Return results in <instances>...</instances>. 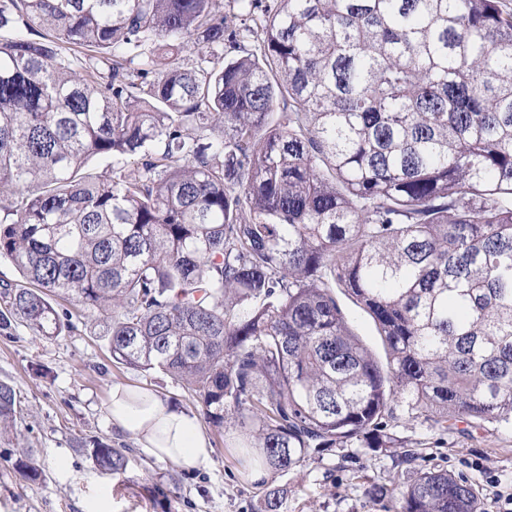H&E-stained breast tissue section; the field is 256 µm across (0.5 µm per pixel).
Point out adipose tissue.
I'll list each match as a JSON object with an SVG mask.
<instances>
[{"label":"adipose tissue","mask_w":512,"mask_h":512,"mask_svg":"<svg viewBox=\"0 0 512 512\" xmlns=\"http://www.w3.org/2000/svg\"><path fill=\"white\" fill-rule=\"evenodd\" d=\"M108 411L113 425L157 460L177 462L188 471L211 461L213 450L197 416L170 406L153 391L115 385Z\"/></svg>","instance_id":"obj_1"}]
</instances>
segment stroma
<instances>
[{
  "mask_svg": "<svg viewBox=\"0 0 512 512\" xmlns=\"http://www.w3.org/2000/svg\"><path fill=\"white\" fill-rule=\"evenodd\" d=\"M0 380L20 399L15 420L0 426V512H255L266 483L287 488L288 512H383L369 498L372 485H407L423 469L474 476L483 512H497L490 482L512 490V429L491 424L443 432L402 418L396 432L418 451L414 463L404 462L399 448H335L262 483L244 475L237 449L226 447L223 430L209 422L203 429L213 454L206 468L189 472L157 461L112 425V387L152 389L194 415L199 407L165 374L113 363L92 316L74 318L70 331L52 339L22 326L0 334ZM96 440L126 454L124 474L113 477L95 466L85 450ZM22 449L39 468L38 480L15 469Z\"/></svg>",
  "mask_w": 512,
  "mask_h": 512,
  "instance_id": "obj_1",
  "label": "stroma"
}]
</instances>
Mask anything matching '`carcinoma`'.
Instances as JSON below:
<instances>
[{
  "mask_svg": "<svg viewBox=\"0 0 512 512\" xmlns=\"http://www.w3.org/2000/svg\"><path fill=\"white\" fill-rule=\"evenodd\" d=\"M0 332L102 319L285 475L512 426V15L501 0H0ZM260 54L228 57L244 34ZM193 59H187V55ZM288 108L281 122L270 116ZM93 158L126 159L92 175ZM373 320L380 359L336 291ZM0 381V424L14 421ZM85 452L111 476L119 449ZM39 475L27 452L15 462ZM482 512L476 480L374 485ZM279 486L257 512H285Z\"/></svg>",
  "mask_w": 512,
  "mask_h": 512,
  "instance_id": "carcinoma-1",
  "label": "carcinoma"
}]
</instances>
